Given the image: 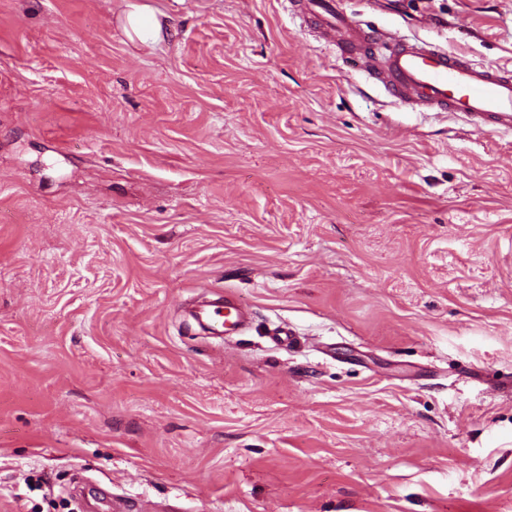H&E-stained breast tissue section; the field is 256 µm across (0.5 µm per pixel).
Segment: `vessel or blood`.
Returning a JSON list of instances; mask_svg holds the SVG:
<instances>
[{
    "mask_svg": "<svg viewBox=\"0 0 512 512\" xmlns=\"http://www.w3.org/2000/svg\"><path fill=\"white\" fill-rule=\"evenodd\" d=\"M302 11L340 50L344 64L372 68L386 91L402 102L464 119L473 129L512 132V68L483 66L422 42L364 32L343 0H303ZM249 309L235 299L204 309L196 321L213 336H226L246 322Z\"/></svg>",
    "mask_w": 512,
    "mask_h": 512,
    "instance_id": "vessel-or-blood-1",
    "label": "vessel or blood"
}]
</instances>
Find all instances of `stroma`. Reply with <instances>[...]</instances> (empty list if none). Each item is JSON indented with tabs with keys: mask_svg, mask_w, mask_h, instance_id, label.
Returning <instances> with one entry per match:
<instances>
[{
	"mask_svg": "<svg viewBox=\"0 0 512 512\" xmlns=\"http://www.w3.org/2000/svg\"><path fill=\"white\" fill-rule=\"evenodd\" d=\"M346 7L512 66V0ZM224 295L246 331L188 327ZM112 494L512 512V134L396 101L292 0H0V512Z\"/></svg>",
	"mask_w": 512,
	"mask_h": 512,
	"instance_id": "1",
	"label": "stroma"
}]
</instances>
